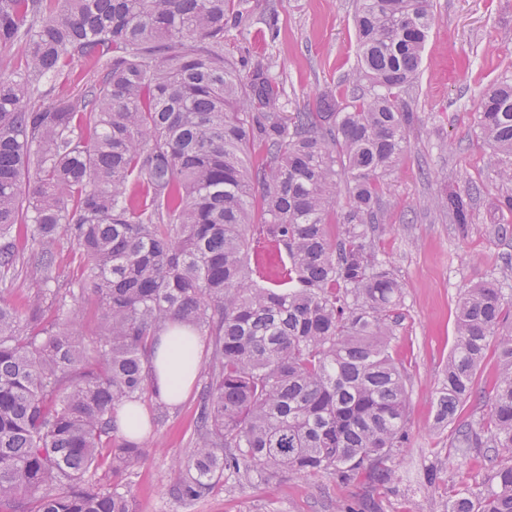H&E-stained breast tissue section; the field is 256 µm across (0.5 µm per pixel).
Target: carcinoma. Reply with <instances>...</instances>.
Returning <instances> with one entry per match:
<instances>
[{
  "mask_svg": "<svg viewBox=\"0 0 512 512\" xmlns=\"http://www.w3.org/2000/svg\"><path fill=\"white\" fill-rule=\"evenodd\" d=\"M234 0H0V49L24 64L0 71V512H138L120 485L100 487L146 449L118 412L151 393L145 364L177 322L209 337L196 444L171 485L184 505L224 474L266 469L353 482L408 441L407 375L390 354L404 286L371 240L378 197L417 120L392 90L416 79L434 0H356L352 101L274 112L278 84L262 64L241 76L224 58ZM94 79L44 105V80L74 60ZM479 128L512 185V83L482 96ZM263 159L252 169L247 154ZM340 227H328L340 199ZM451 224L473 220L471 192L434 198ZM285 253L272 287L254 279L248 235ZM78 248L83 296L102 332L64 314L55 243ZM26 269L23 307L7 276ZM500 369L488 423L459 420L489 345ZM458 448L485 449V491L448 512H512V299L467 288L437 401Z\"/></svg>",
  "mask_w": 512,
  "mask_h": 512,
  "instance_id": "carcinoma-1",
  "label": "carcinoma"
}]
</instances>
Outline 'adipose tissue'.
I'll return each instance as SVG.
<instances>
[{
    "instance_id": "adipose-tissue-1",
    "label": "adipose tissue",
    "mask_w": 512,
    "mask_h": 512,
    "mask_svg": "<svg viewBox=\"0 0 512 512\" xmlns=\"http://www.w3.org/2000/svg\"><path fill=\"white\" fill-rule=\"evenodd\" d=\"M199 338L171 327L158 336L149 363L150 387L157 400L176 403L197 376Z\"/></svg>"
}]
</instances>
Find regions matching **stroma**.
I'll list each match as a JSON object with an SVG mask.
<instances>
[{
	"label": "stroma",
	"instance_id": "obj_1",
	"mask_svg": "<svg viewBox=\"0 0 512 512\" xmlns=\"http://www.w3.org/2000/svg\"><path fill=\"white\" fill-rule=\"evenodd\" d=\"M224 24V55L241 71L268 67L281 87L279 112L315 111L357 67L354 0H239ZM431 29L419 74L397 99L412 104L419 120L395 171L379 194L386 223L373 246L404 284L392 356L407 374L409 441L394 463L393 482H342L328 474L305 478L265 471L249 479L225 477L210 495L186 506L169 494L172 463L194 446L196 378L182 401L142 407L156 419L144 438L147 456L123 482L139 512H448L457 492L479 493L485 474L482 449L457 448L453 424L437 419L443 368L456 336V304L464 289L496 282L512 294V214L502 211L497 159L478 128L477 101L503 79L512 80V0H434ZM476 188L474 221L449 223L429 207L437 194ZM499 371L489 349L474 380L475 396L460 410L464 420L487 423Z\"/></svg>",
	"mask_w": 512,
	"mask_h": 512
}]
</instances>
